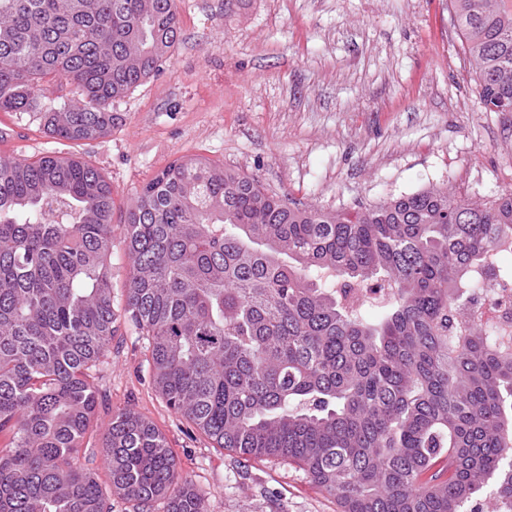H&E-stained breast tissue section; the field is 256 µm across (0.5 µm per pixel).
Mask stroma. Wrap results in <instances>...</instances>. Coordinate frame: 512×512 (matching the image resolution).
<instances>
[{
	"label": "stroma",
	"mask_w": 512,
	"mask_h": 512,
	"mask_svg": "<svg viewBox=\"0 0 512 512\" xmlns=\"http://www.w3.org/2000/svg\"><path fill=\"white\" fill-rule=\"evenodd\" d=\"M170 60L114 103L112 132L76 146L112 185V296L122 307L128 207L169 163L200 157L327 211L431 185L477 202L512 190V112L485 111L448 0H176ZM45 116L0 112V155L59 150ZM144 341L117 318L95 372L81 456L129 409L164 436L208 512H340L299 467L214 447L155 389Z\"/></svg>",
	"instance_id": "35a3bbf8"
}]
</instances>
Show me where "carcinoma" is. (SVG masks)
Here are the masks:
<instances>
[{
    "mask_svg": "<svg viewBox=\"0 0 512 512\" xmlns=\"http://www.w3.org/2000/svg\"><path fill=\"white\" fill-rule=\"evenodd\" d=\"M488 112L512 109V0H450ZM176 0H0V112L39 111L79 144L178 44ZM79 99L47 103V78ZM112 185L76 155L0 156V512H112L75 463L108 351ZM124 317L154 386L218 448L295 464L342 512H512V338L456 336L473 269L512 241V191L475 203L430 186L354 211L285 202L201 158L146 183L124 219ZM352 288L388 296L368 317ZM112 492L208 512L164 437L112 415Z\"/></svg>",
    "mask_w": 512,
    "mask_h": 512,
    "instance_id": "carcinoma-1",
    "label": "carcinoma"
}]
</instances>
